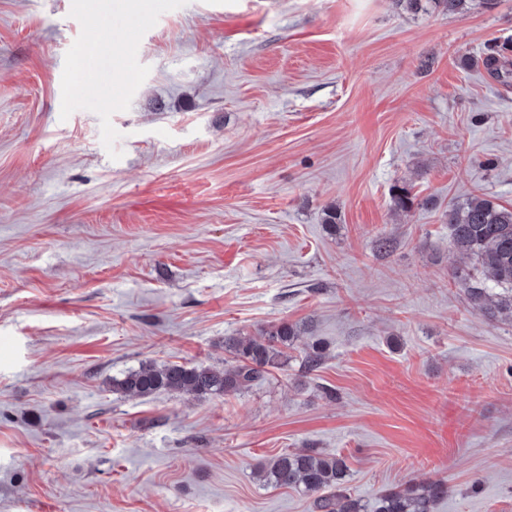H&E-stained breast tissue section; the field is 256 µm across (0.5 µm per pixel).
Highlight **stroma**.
<instances>
[{
	"label": "stroma",
	"instance_id": "35a3bbf8",
	"mask_svg": "<svg viewBox=\"0 0 512 512\" xmlns=\"http://www.w3.org/2000/svg\"><path fill=\"white\" fill-rule=\"evenodd\" d=\"M474 196L512 207V0H0V512H313L257 477L301 448L365 500L512 512V321L445 216ZM282 322L242 393L111 388Z\"/></svg>",
	"mask_w": 512,
	"mask_h": 512
}]
</instances>
